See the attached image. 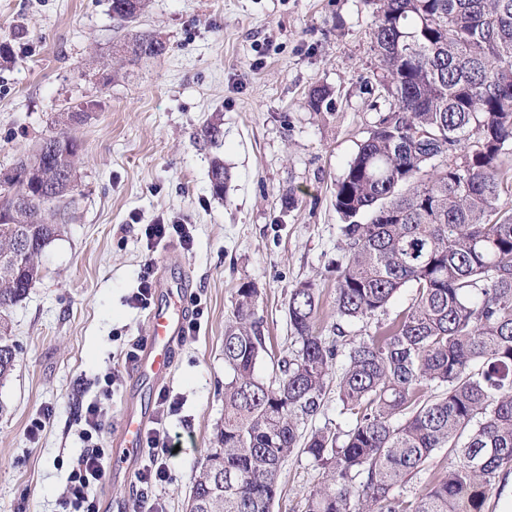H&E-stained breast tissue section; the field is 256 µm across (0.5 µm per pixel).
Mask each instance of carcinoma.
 Returning a JSON list of instances; mask_svg holds the SVG:
<instances>
[{"instance_id":"cac0c4a2","label":"carcinoma","mask_w":512,"mask_h":512,"mask_svg":"<svg viewBox=\"0 0 512 512\" xmlns=\"http://www.w3.org/2000/svg\"><path fill=\"white\" fill-rule=\"evenodd\" d=\"M373 7L374 80L389 101L336 183L342 259L336 262L333 337L317 331L319 295L302 282L288 297L298 350L268 382L260 294L237 288L224 327V421L190 490L186 512H273L283 462L299 450L319 469L305 512H485L512 463V180L498 165L512 147V0H364ZM148 0H111L123 70L169 46L134 30ZM315 112L333 91L313 86ZM54 151L14 163L25 182L0 194V383L17 363L9 313L40 278L39 256L61 232L76 189L79 144L47 130ZM228 174L212 162L213 189ZM412 303L379 320L401 288ZM376 321L357 338L345 326ZM347 430L302 436L331 382ZM446 448L444 474L403 488Z\"/></svg>"}]
</instances>
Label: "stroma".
<instances>
[{
    "label": "stroma",
    "instance_id": "stroma-1",
    "mask_svg": "<svg viewBox=\"0 0 512 512\" xmlns=\"http://www.w3.org/2000/svg\"><path fill=\"white\" fill-rule=\"evenodd\" d=\"M373 23L363 0H150L138 26L169 51L115 81L110 0H0V41L12 46L0 65V172L72 107L87 112L67 127L82 146L70 218L10 313L17 366L0 385V512H58L85 446L79 405L110 372L109 429L125 394L154 408L121 363L129 340L149 334V308L130 302L145 263H164L167 287L187 282L204 310L163 382L180 406L167 421L171 478L154 490L167 512H186L224 415V326L238 286L253 282L263 299L272 355L258 362L260 378H272L273 356L299 347L288 324L299 283L315 284L317 329L331 336L335 185L389 108L369 86ZM317 84L333 89L331 111L309 107ZM209 121L221 129L214 145L201 133ZM216 156L229 173L220 194ZM160 220L189 225L192 250L149 247L144 230ZM35 419L45 427L33 437ZM317 480L306 455L290 456L273 512H303Z\"/></svg>",
    "mask_w": 512,
    "mask_h": 512
}]
</instances>
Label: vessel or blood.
<instances>
[{
    "label": "vessel or blood",
    "instance_id": "1",
    "mask_svg": "<svg viewBox=\"0 0 512 512\" xmlns=\"http://www.w3.org/2000/svg\"><path fill=\"white\" fill-rule=\"evenodd\" d=\"M186 293L175 289L169 309L152 312L149 316V338L136 373L142 382L151 384L164 379L169 370L175 342L186 322ZM149 424L148 417L134 405H126L120 427L114 435L117 452L113 458L114 472L129 468L139 454Z\"/></svg>",
    "mask_w": 512,
    "mask_h": 512
}]
</instances>
